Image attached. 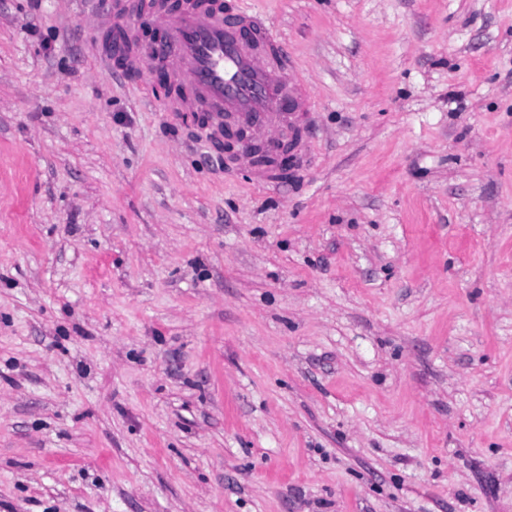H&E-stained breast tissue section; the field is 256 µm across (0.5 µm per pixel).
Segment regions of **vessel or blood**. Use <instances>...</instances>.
Listing matches in <instances>:
<instances>
[{"label": "vessel or blood", "mask_w": 512, "mask_h": 512, "mask_svg": "<svg viewBox=\"0 0 512 512\" xmlns=\"http://www.w3.org/2000/svg\"><path fill=\"white\" fill-rule=\"evenodd\" d=\"M147 22L159 28L157 46H124L130 72L166 69L180 95L171 107L207 115L211 136H221L224 117L250 126L270 153H278L286 130L306 111L308 92L293 79V62L265 21L244 6L222 0H114L98 28L131 32Z\"/></svg>", "instance_id": "obj_1"}]
</instances>
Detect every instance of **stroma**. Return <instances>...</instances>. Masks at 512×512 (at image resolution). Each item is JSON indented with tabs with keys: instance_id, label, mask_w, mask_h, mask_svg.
<instances>
[{
	"instance_id": "stroma-1",
	"label": "stroma",
	"mask_w": 512,
	"mask_h": 512,
	"mask_svg": "<svg viewBox=\"0 0 512 512\" xmlns=\"http://www.w3.org/2000/svg\"><path fill=\"white\" fill-rule=\"evenodd\" d=\"M0 0V512H512V0H250L275 182Z\"/></svg>"
}]
</instances>
